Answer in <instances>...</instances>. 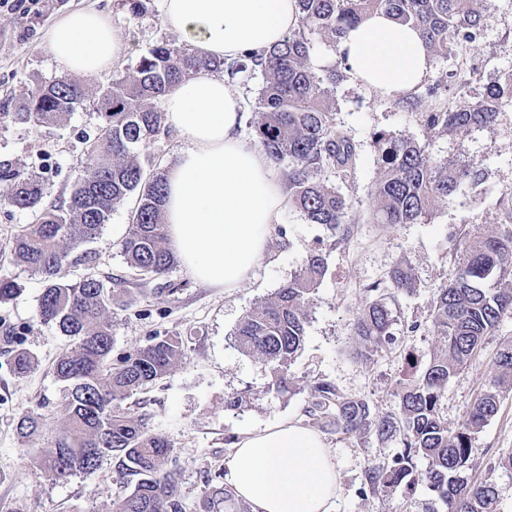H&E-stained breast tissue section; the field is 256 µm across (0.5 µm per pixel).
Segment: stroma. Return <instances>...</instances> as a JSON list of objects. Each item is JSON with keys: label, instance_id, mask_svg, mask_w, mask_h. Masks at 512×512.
<instances>
[{"label": "stroma", "instance_id": "stroma-1", "mask_svg": "<svg viewBox=\"0 0 512 512\" xmlns=\"http://www.w3.org/2000/svg\"><path fill=\"white\" fill-rule=\"evenodd\" d=\"M134 16L121 0H23L16 9L0 7V161L24 174H41L47 201L67 197L84 159L83 134L96 133L92 104L71 112L57 126L34 128L15 122L14 111L37 86L59 78L60 72L42 47L45 31L62 15L93 7L111 14L131 50L124 67L134 66L158 39L182 45L161 20L160 0H142ZM484 26L475 38L460 42L448 56L431 59L424 83L414 90L417 109L404 98H388L344 75L334 87L335 123L354 142L357 156L350 181L328 174L329 184L351 205L350 232L338 240L325 226L308 223L294 208L283 207L263 260L237 288H213L198 282L176 265L157 279L139 280L128 269L121 245L130 224V205L116 208L94 242L85 244L88 263L70 268L71 280L88 273L111 277L124 292L110 310L113 358L151 342L175 336L182 356L168 376L123 404L130 415H145L154 431L171 442L181 468L180 494L186 512H203L211 486H223L220 474L232 452L233 438L263 429L283 419L305 420L317 383L327 382L345 397L366 401L374 416L399 412L397 390L410 377L407 359L427 363L442 346L430 323L438 288L450 283L456 265L450 249L468 230L497 232L498 201L512 196V103H504L495 125L461 129L443 136L430 133L422 115L476 101L487 84L512 74V0H483ZM450 78L440 96L426 93L428 84ZM408 139L424 147L435 161L451 166L473 165L481 173L477 187L463 189L448 203L434 207L422 224H379L374 219L371 192L381 173L375 146L377 133ZM29 214L0 212V269L23 287L14 301L0 304V337L13 336L33 357L25 375H15L10 358L0 351V512H112L132 487L103 459L91 472L56 482L38 460L49 455L64 426L63 386L52 372L56 358L69 346L54 325L37 316L43 288L39 275L9 262L12 238ZM321 250L328 270L312 294L307 335L291 368L292 393L269 391L268 370L234 343L243 317L270 297L298 271L312 250ZM408 267L416 281L413 292L397 296V325L390 349L365 353L353 323L367 301L365 289L379 283L392 292L388 273L395 265ZM512 340V318H504L486 336L478 356L449 382L441 414L450 429L466 419L474 400L493 373L498 351ZM242 395L237 409L224 406L228 396ZM41 415V431L29 442L16 433L18 418L29 411ZM311 429L329 447L338 473L334 512H444L426 484L378 486L369 489L370 468L383 464L397 442L375 434H343L335 425L314 421ZM512 386L502 388L499 414L472 436L466 478L491 477L499 490V512H512ZM214 483H207V474Z\"/></svg>", "mask_w": 512, "mask_h": 512}]
</instances>
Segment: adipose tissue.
<instances>
[{
  "label": "adipose tissue",
  "instance_id": "ef3b65f1",
  "mask_svg": "<svg viewBox=\"0 0 512 512\" xmlns=\"http://www.w3.org/2000/svg\"><path fill=\"white\" fill-rule=\"evenodd\" d=\"M166 28L202 58L269 50L299 26L297 0H161ZM43 48L67 74L110 70L129 45L111 18L71 11L44 33ZM351 75L387 97L407 94L429 73L417 31L376 14L341 38ZM244 100L223 74L200 70L163 98L181 147L166 170L163 222L183 266L217 288H237L263 258L285 203L267 156L242 136ZM224 482L252 512H332L336 467L315 430L286 419L242 433L224 460Z\"/></svg>",
  "mask_w": 512,
  "mask_h": 512
}]
</instances>
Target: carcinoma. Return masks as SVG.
Here are the masks:
<instances>
[{
	"instance_id": "cac0c4a2",
	"label": "carcinoma",
	"mask_w": 512,
	"mask_h": 512,
	"mask_svg": "<svg viewBox=\"0 0 512 512\" xmlns=\"http://www.w3.org/2000/svg\"><path fill=\"white\" fill-rule=\"evenodd\" d=\"M297 5L299 28L266 52L217 63L161 38L131 71L113 75L99 92L98 133L86 140L85 159L67 199L45 204L39 176L23 177L12 164L0 163L4 213L34 217L14 235L12 261L42 277L39 320L74 340L55 361L54 374L65 387V426L42 465L58 481L93 471L103 458H112L117 472L133 484L113 512H184L170 441L121 406L171 373L182 343L173 337L156 339L112 365L108 308L114 290L94 274L72 281L68 268L86 260L71 257L72 250L98 238L112 209L132 196L131 228L123 244L127 266L144 279H157L175 266L162 221L164 174L156 170L152 154L167 135L157 107L162 96L202 68L220 70L233 81L261 77L253 128L270 160L286 165L288 204L342 239L349 232L348 201L326 183L324 174L332 171L343 181L351 179L356 146L334 122L329 84L336 82V68L323 77L310 63L311 34L327 37L334 53L347 29L383 11L417 28L430 55L446 56L459 40L473 39L484 24L481 0H297ZM87 94L78 78L62 77L36 87L16 117L35 127L54 126L83 105ZM509 101L512 76L487 86L476 102L426 112L422 118L434 134L490 127ZM379 140L383 167L372 197L380 224H422L436 202L455 196L465 182L480 180L479 170L438 164L415 142L382 135ZM453 253L456 278L439 289L431 313V327L444 348L402 385L399 415L375 420L367 402L344 398L326 382L316 386L309 415L332 421L344 434L367 431L400 439L402 449L391 461L369 470V485L402 484L413 474L414 458L423 457L428 464L420 479L438 494L446 512H498L496 484L489 479L471 483L461 473L471 457L472 434L498 414L501 385L512 381V343L497 353L488 387L461 428L449 430L440 408L448 381L481 349L485 336L512 316V223L495 235L466 234L455 241ZM325 272L323 254L309 253L298 273L244 316L234 333L238 349L268 368L269 388L280 395L293 389L291 366L306 336L308 303ZM389 279L399 292L416 288L412 272L403 265L394 266ZM21 292L13 276L0 274L1 304ZM393 325V312L382 298L367 302L354 319L356 335L374 353L394 341ZM12 360L18 374L33 365L22 349L13 351ZM39 427V415L28 413L18 419L16 429L25 441Z\"/></svg>"
}]
</instances>
